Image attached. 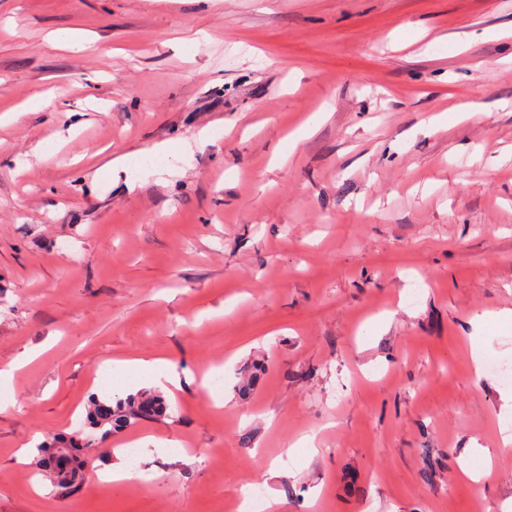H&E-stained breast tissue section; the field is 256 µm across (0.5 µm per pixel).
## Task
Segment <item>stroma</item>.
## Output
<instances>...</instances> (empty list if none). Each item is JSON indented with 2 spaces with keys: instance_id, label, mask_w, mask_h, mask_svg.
<instances>
[{
  "instance_id": "35a3bbf8",
  "label": "stroma",
  "mask_w": 512,
  "mask_h": 512,
  "mask_svg": "<svg viewBox=\"0 0 512 512\" xmlns=\"http://www.w3.org/2000/svg\"><path fill=\"white\" fill-rule=\"evenodd\" d=\"M8 109L0 368L35 359L0 512H234L253 482L279 512H504L512 387L471 346L512 358V0H0ZM170 140L181 174L128 186L115 160ZM137 357L194 378L60 495L18 450L145 391L111 368ZM132 438L138 478L100 485Z\"/></svg>"
}]
</instances>
